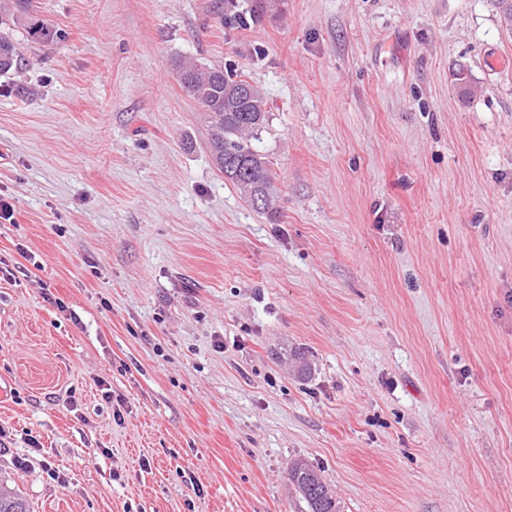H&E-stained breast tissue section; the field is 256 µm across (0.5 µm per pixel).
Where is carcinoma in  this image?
Here are the masks:
<instances>
[{"mask_svg": "<svg viewBox=\"0 0 512 512\" xmlns=\"http://www.w3.org/2000/svg\"><path fill=\"white\" fill-rule=\"evenodd\" d=\"M218 14L224 27L242 28L248 24L247 12L236 9V0H224ZM26 33L33 41L53 42L57 30L40 19L27 18ZM19 49L14 29L0 17V74L18 68ZM182 88L201 105L208 132L207 148L214 167L224 175L250 206L261 199L258 212L269 211L277 191L272 162L260 153L256 142L270 121L261 89L247 77L220 65L181 63L178 69ZM288 479L298 489L309 512H337L336 498L319 469L299 459L288 468ZM0 512H30L17 493L0 488Z\"/></svg>", "mask_w": 512, "mask_h": 512, "instance_id": "carcinoma-1", "label": "carcinoma"}]
</instances>
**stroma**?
<instances>
[{"instance_id":"35a3bbf8","label":"stroma","mask_w":512,"mask_h":512,"mask_svg":"<svg viewBox=\"0 0 512 512\" xmlns=\"http://www.w3.org/2000/svg\"><path fill=\"white\" fill-rule=\"evenodd\" d=\"M223 3L14 24L0 484L31 512H307L302 458L339 512H512V31L494 0H237L235 29ZM185 57L263 89L273 213L212 166ZM14 9L21 15L26 16V33L27 38L39 43H49L60 39V34L57 30L46 24L40 19H33L27 16L29 0H15L10 1ZM236 0H225L224 1V12L218 14V21L219 23L224 27L228 28H242L245 27L248 24V18L247 13L249 14V17H251V12H253V16L255 14V10H232L235 9L237 6ZM227 8V9H226Z\"/></svg>"}]
</instances>
